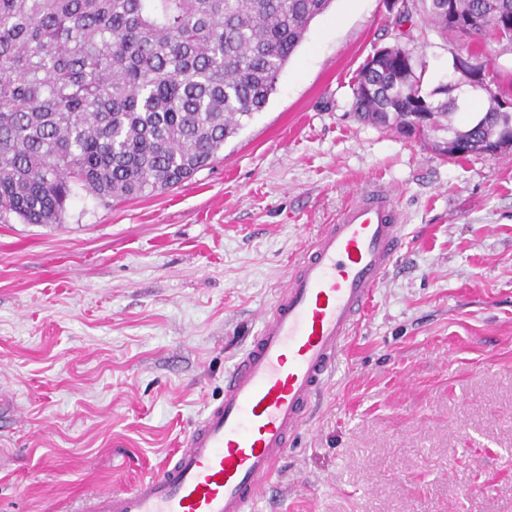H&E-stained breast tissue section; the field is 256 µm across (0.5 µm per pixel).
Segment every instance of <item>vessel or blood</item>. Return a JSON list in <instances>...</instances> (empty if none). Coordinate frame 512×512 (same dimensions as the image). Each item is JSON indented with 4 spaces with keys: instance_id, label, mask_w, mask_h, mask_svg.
<instances>
[{
    "instance_id": "vessel-or-blood-1",
    "label": "vessel or blood",
    "mask_w": 512,
    "mask_h": 512,
    "mask_svg": "<svg viewBox=\"0 0 512 512\" xmlns=\"http://www.w3.org/2000/svg\"><path fill=\"white\" fill-rule=\"evenodd\" d=\"M394 193L368 184L309 247L260 330L156 475L85 512H256L313 398L403 246Z\"/></svg>"
}]
</instances>
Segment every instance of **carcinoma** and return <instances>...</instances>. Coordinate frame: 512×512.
Here are the masks:
<instances>
[{"label":"carcinoma","mask_w":512,"mask_h":512,"mask_svg":"<svg viewBox=\"0 0 512 512\" xmlns=\"http://www.w3.org/2000/svg\"><path fill=\"white\" fill-rule=\"evenodd\" d=\"M332 0H0V223L59 224L83 192L129 200L170 189L209 164L224 141L262 111L312 21ZM422 4L429 25L455 32L448 0H394L399 32ZM458 18L480 15L475 33L512 43V0H455ZM362 121L422 133L482 153L512 142V111L489 96L464 128L438 86L422 91L411 56L392 47L369 58L354 88Z\"/></svg>","instance_id":"cac0c4a2"}]
</instances>
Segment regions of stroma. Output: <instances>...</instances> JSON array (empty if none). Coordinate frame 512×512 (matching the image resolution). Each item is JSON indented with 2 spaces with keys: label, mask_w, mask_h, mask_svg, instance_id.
<instances>
[{
  "label": "stroma",
  "mask_w": 512,
  "mask_h": 512,
  "mask_svg": "<svg viewBox=\"0 0 512 512\" xmlns=\"http://www.w3.org/2000/svg\"><path fill=\"white\" fill-rule=\"evenodd\" d=\"M387 0H333L266 107L180 186L0 224V512H77L157 473L357 189L392 187L404 247L258 512H512V149L444 158L361 121L354 77L401 43L422 89L455 57L512 101V44Z\"/></svg>",
  "instance_id": "obj_1"
}]
</instances>
